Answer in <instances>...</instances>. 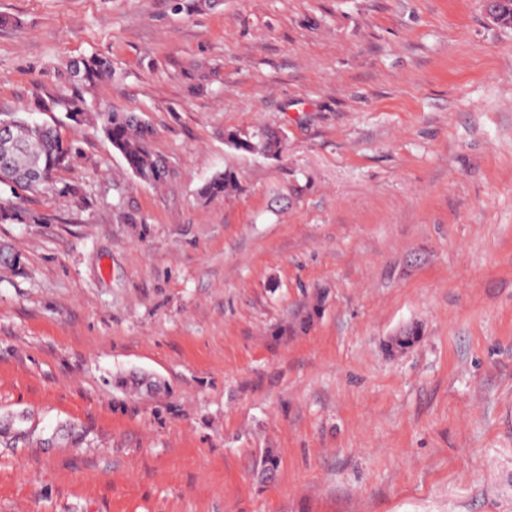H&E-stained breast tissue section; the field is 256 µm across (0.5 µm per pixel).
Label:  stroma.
Wrapping results in <instances>:
<instances>
[{"label": "stroma", "mask_w": 512, "mask_h": 512, "mask_svg": "<svg viewBox=\"0 0 512 512\" xmlns=\"http://www.w3.org/2000/svg\"><path fill=\"white\" fill-rule=\"evenodd\" d=\"M93 53L113 76L69 82ZM77 94L153 126L164 185L35 110ZM0 113L80 149L0 185L34 217L0 224V414L35 428L0 512H512V28L482 0H0ZM262 128L279 156L227 139ZM237 187L236 179L231 172H220L214 175L200 188V195L205 199L226 196Z\"/></svg>", "instance_id": "stroma-1"}]
</instances>
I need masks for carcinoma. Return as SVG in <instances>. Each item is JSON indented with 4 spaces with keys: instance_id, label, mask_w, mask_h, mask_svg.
<instances>
[{
    "instance_id": "1",
    "label": "carcinoma",
    "mask_w": 512,
    "mask_h": 512,
    "mask_svg": "<svg viewBox=\"0 0 512 512\" xmlns=\"http://www.w3.org/2000/svg\"><path fill=\"white\" fill-rule=\"evenodd\" d=\"M69 75L83 84H94L112 75V61L90 55L67 64ZM66 112L78 121L88 112L81 95L69 99ZM101 131L123 157L127 169L139 181L159 185L170 174L164 157L152 148L154 129L135 112L109 110L101 114ZM236 146L266 156L278 155L281 138L275 131L263 129L258 134H230ZM73 142L62 137L57 127L30 123L15 116L0 117V184L23 191H35L51 182L52 176L73 154ZM237 187L230 172L214 175L200 188L205 199L226 196ZM25 216L10 202H0V223L23 222ZM26 413H10L0 418V437L12 444L33 438L34 428Z\"/></svg>"
}]
</instances>
